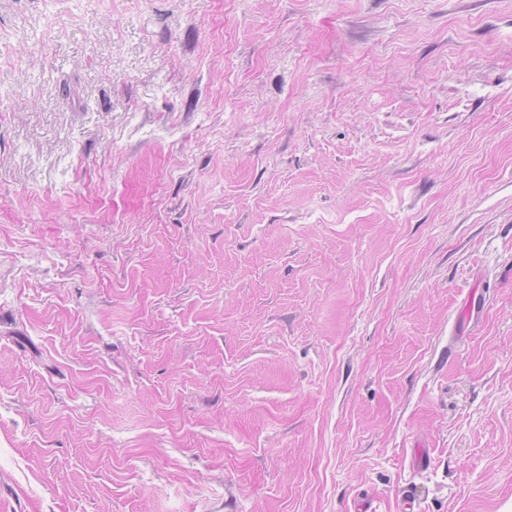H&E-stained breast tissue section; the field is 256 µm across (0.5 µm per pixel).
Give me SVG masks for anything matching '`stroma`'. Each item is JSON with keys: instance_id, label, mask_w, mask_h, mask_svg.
<instances>
[{"instance_id": "obj_1", "label": "stroma", "mask_w": 512, "mask_h": 512, "mask_svg": "<svg viewBox=\"0 0 512 512\" xmlns=\"http://www.w3.org/2000/svg\"><path fill=\"white\" fill-rule=\"evenodd\" d=\"M406 495L512 512V0H0V512Z\"/></svg>"}]
</instances>
